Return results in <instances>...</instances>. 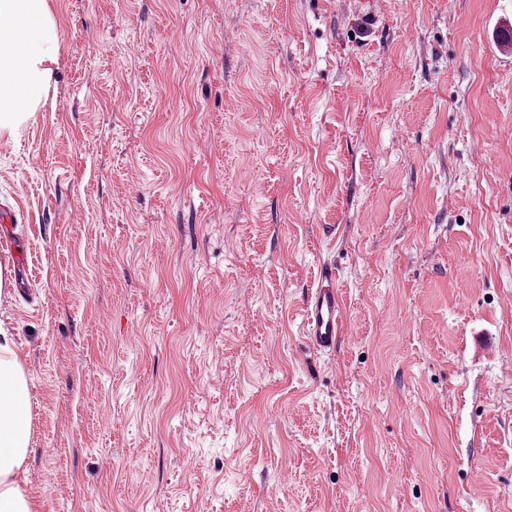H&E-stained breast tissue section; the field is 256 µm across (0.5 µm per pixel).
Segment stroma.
I'll return each mask as SVG.
<instances>
[{
  "mask_svg": "<svg viewBox=\"0 0 512 512\" xmlns=\"http://www.w3.org/2000/svg\"><path fill=\"white\" fill-rule=\"evenodd\" d=\"M49 4L0 140L34 512H512V0ZM302 316V335L316 351L334 350L336 341L347 334L346 313L331 275H325L324 282L308 294Z\"/></svg>",
  "mask_w": 512,
  "mask_h": 512,
  "instance_id": "stroma-1",
  "label": "stroma"
}]
</instances>
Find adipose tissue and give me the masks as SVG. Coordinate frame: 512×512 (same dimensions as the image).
<instances>
[{
	"mask_svg": "<svg viewBox=\"0 0 512 512\" xmlns=\"http://www.w3.org/2000/svg\"><path fill=\"white\" fill-rule=\"evenodd\" d=\"M59 63L48 0H0V136L45 105ZM30 447L29 394L20 356L0 343V512H31L21 468Z\"/></svg>",
	"mask_w": 512,
	"mask_h": 512,
	"instance_id": "adipose-tissue-1",
	"label": "adipose tissue"
}]
</instances>
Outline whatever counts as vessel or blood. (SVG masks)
<instances>
[{"label":"vessel or blood","mask_w":512,"mask_h":512,"mask_svg":"<svg viewBox=\"0 0 512 512\" xmlns=\"http://www.w3.org/2000/svg\"><path fill=\"white\" fill-rule=\"evenodd\" d=\"M349 330L343 302L332 279H325L308 294L303 306L302 334L312 349L334 350Z\"/></svg>","instance_id":"vessel-or-blood-1"}]
</instances>
